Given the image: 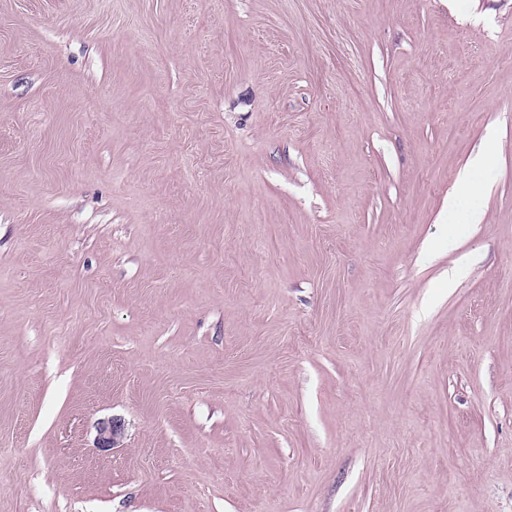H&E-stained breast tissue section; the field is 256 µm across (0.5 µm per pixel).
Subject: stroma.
I'll list each match as a JSON object with an SVG mask.
<instances>
[{"instance_id": "1", "label": "stroma", "mask_w": 512, "mask_h": 512, "mask_svg": "<svg viewBox=\"0 0 512 512\" xmlns=\"http://www.w3.org/2000/svg\"><path fill=\"white\" fill-rule=\"evenodd\" d=\"M0 512H512V0H0ZM123 434V425L115 418L98 423V448L109 450L119 444Z\"/></svg>"}]
</instances>
